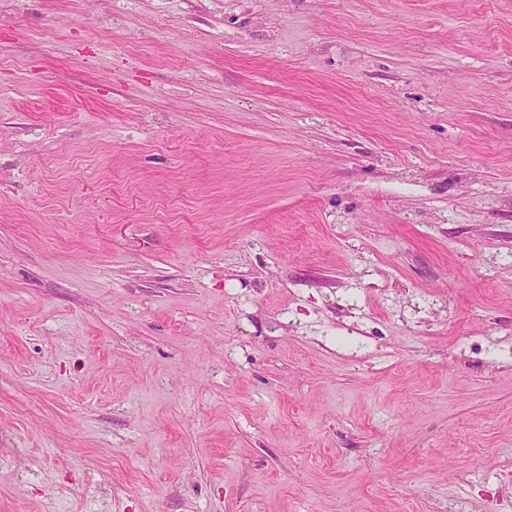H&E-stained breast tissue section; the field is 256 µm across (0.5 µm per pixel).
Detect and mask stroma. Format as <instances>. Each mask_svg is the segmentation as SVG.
<instances>
[{
  "label": "stroma",
  "instance_id": "1",
  "mask_svg": "<svg viewBox=\"0 0 512 512\" xmlns=\"http://www.w3.org/2000/svg\"><path fill=\"white\" fill-rule=\"evenodd\" d=\"M512 0H0V512H491Z\"/></svg>",
  "mask_w": 512,
  "mask_h": 512
}]
</instances>
